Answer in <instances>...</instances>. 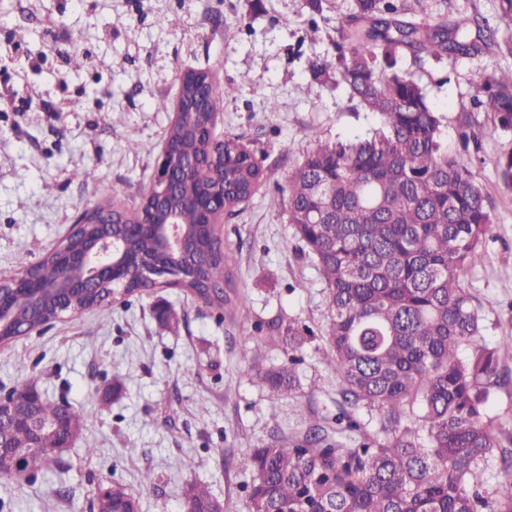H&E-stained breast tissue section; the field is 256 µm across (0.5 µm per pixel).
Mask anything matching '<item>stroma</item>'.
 <instances>
[{
  "label": "stroma",
  "instance_id": "1",
  "mask_svg": "<svg viewBox=\"0 0 512 512\" xmlns=\"http://www.w3.org/2000/svg\"><path fill=\"white\" fill-rule=\"evenodd\" d=\"M499 0H430L431 21L495 17ZM352 0H0V275L19 255L38 261L65 238L81 212L99 199L72 176L92 169L114 201L135 211L150 184L181 75L210 72L232 84L217 119L218 136L240 137L270 179L219 231L231 258L232 290L249 318L211 307L179 288H156L56 320L42 332L0 345V390L36 384L84 413L71 447L37 475L0 478L9 512H92L98 487L122 485L141 512H183L189 484H208L227 512H246L253 449L302 437L309 427L335 434L337 416L357 418L365 434L380 428V412L343 404L341 379L322 359L328 306L312 257L288 222V172L318 143L349 140L378 127L334 81L314 74L312 59L336 61ZM178 26H171V19ZM85 56L71 70L72 51ZM512 57L489 50L457 61L410 53L397 67L413 71L431 106L446 116L449 152L460 148L462 117L478 142L471 171L491 202L493 224L481 264L461 280L482 323V344L512 336V190L497 161L512 148V132L473 105L476 85ZM37 108L18 111L20 101ZM276 111H268V103ZM136 149H129V142ZM293 142L291 155L282 146ZM178 315L160 326L157 310ZM293 319L313 335L300 352L302 388L277 401L246 367L260 348L263 367L288 361V347L260 326ZM120 382L108 402L98 392ZM151 471L154 481L143 485Z\"/></svg>",
  "mask_w": 512,
  "mask_h": 512
}]
</instances>
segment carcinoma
<instances>
[{
    "mask_svg": "<svg viewBox=\"0 0 512 512\" xmlns=\"http://www.w3.org/2000/svg\"><path fill=\"white\" fill-rule=\"evenodd\" d=\"M353 2L336 43V84L377 113L381 125L364 137L317 146L288 172V223L326 290L323 363L339 373L343 403L377 410L383 419L377 437L360 434V424L348 421L338 434L360 435L352 448L329 443L315 428L301 442L277 439L253 449L248 512H512V448L501 447L487 415L499 354L512 352V339L494 349L480 343V317L460 281L465 268L482 261L491 211L468 163L441 142L442 113L430 107L411 74L395 69L399 50L415 59L474 57L492 47L512 56V37L497 40L498 29L486 19L476 22L474 39L458 24L403 19L428 0L411 6L407 0ZM233 93V86L215 81L204 88L216 105ZM474 104L512 130V69L479 83ZM205 123L204 110L189 102L167 134L182 139L186 154L205 159L213 150L201 133ZM241 147L238 138H224V166L203 178L186 175L176 187L178 222L189 244L170 266L183 271L179 287L217 308L231 303L224 292L229 256L197 233L198 203L222 186L229 214L269 178ZM497 171L512 189V149L499 158ZM95 232L96 226H83L38 261L20 258L17 272H33L50 286L83 277L69 254ZM130 249L152 257L153 236L130 240ZM117 288L133 297L146 284L134 274L114 288L73 293L64 305L49 290L18 288L7 303L38 325L100 308ZM268 329L288 345V363L262 370L256 348L248 369L274 396H290L299 387L295 353L314 332L292 319L273 320ZM466 348L469 355L460 356ZM34 413L74 432L83 420L80 410L44 394L33 405H15L0 422V437L27 443L26 421ZM62 443L57 435L42 438L40 448L22 457L21 469H40L48 449ZM495 466L504 479L490 485L487 472ZM217 506L224 503L208 488L189 487L184 512ZM110 507L140 512V502L122 488Z\"/></svg>",
    "mask_w": 512,
    "mask_h": 512,
    "instance_id": "1",
    "label": "carcinoma"
}]
</instances>
